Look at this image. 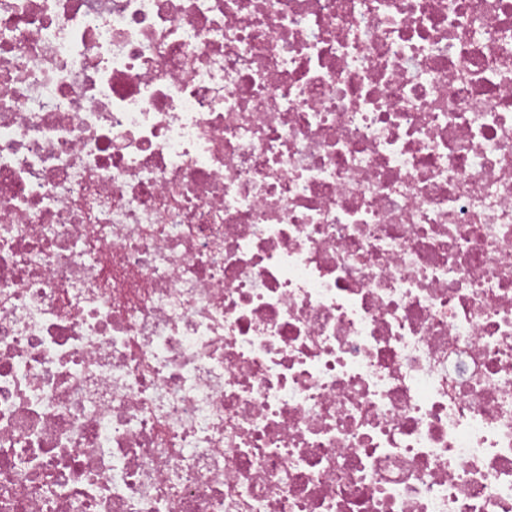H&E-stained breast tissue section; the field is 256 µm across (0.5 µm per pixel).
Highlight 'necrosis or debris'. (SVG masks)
I'll list each match as a JSON object with an SVG mask.
<instances>
[{
  "instance_id": "obj_1",
  "label": "necrosis or debris",
  "mask_w": 512,
  "mask_h": 512,
  "mask_svg": "<svg viewBox=\"0 0 512 512\" xmlns=\"http://www.w3.org/2000/svg\"><path fill=\"white\" fill-rule=\"evenodd\" d=\"M0 512H512V0H0Z\"/></svg>"
}]
</instances>
